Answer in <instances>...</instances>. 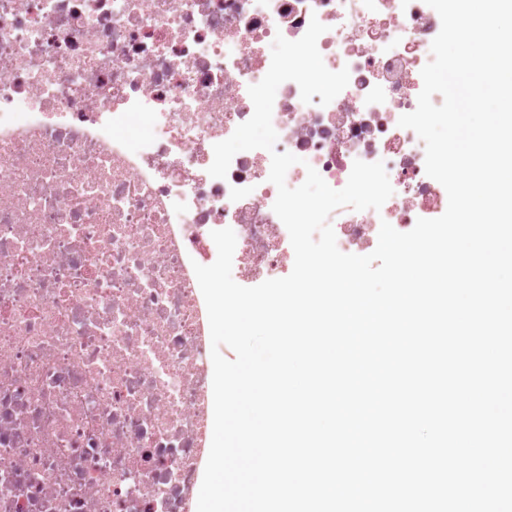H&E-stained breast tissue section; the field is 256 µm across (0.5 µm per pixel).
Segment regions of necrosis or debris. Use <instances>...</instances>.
<instances>
[{
  "label": "necrosis or debris",
  "instance_id": "4bbe7bcc",
  "mask_svg": "<svg viewBox=\"0 0 512 512\" xmlns=\"http://www.w3.org/2000/svg\"><path fill=\"white\" fill-rule=\"evenodd\" d=\"M314 17L349 83L325 106L282 83L275 151L300 159L292 188L384 163L381 209L329 218L340 251L367 254L381 223L407 232L448 205L398 124L441 29L425 0H0V512H191L211 356L193 266L224 228L240 281L294 265L272 153L239 152L219 179L213 146L251 118L276 35Z\"/></svg>",
  "mask_w": 512,
  "mask_h": 512
}]
</instances>
